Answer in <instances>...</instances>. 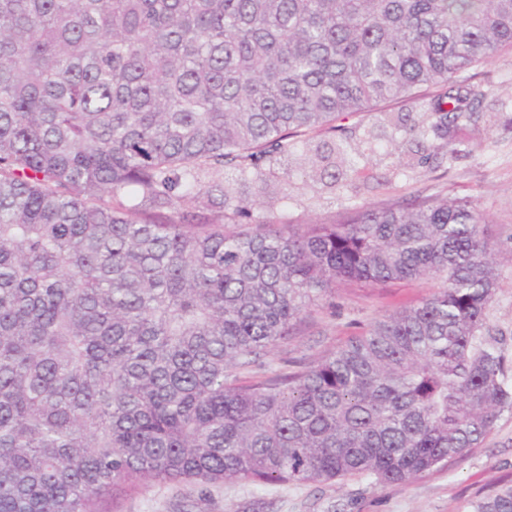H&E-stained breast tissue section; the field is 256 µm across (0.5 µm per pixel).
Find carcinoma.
Returning <instances> with one entry per match:
<instances>
[{
	"mask_svg": "<svg viewBox=\"0 0 512 512\" xmlns=\"http://www.w3.org/2000/svg\"><path fill=\"white\" fill-rule=\"evenodd\" d=\"M512 0H0V512H119L153 484L410 482L512 410L472 201L279 224L257 187L435 85L423 137L479 119L466 70ZM434 292L311 365L273 351L342 282ZM468 512H512V485Z\"/></svg>",
	"mask_w": 512,
	"mask_h": 512,
	"instance_id": "carcinoma-1",
	"label": "carcinoma"
}]
</instances>
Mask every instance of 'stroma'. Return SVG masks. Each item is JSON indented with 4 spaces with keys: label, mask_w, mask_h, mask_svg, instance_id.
Segmentation results:
<instances>
[{
    "label": "stroma",
    "mask_w": 512,
    "mask_h": 512,
    "mask_svg": "<svg viewBox=\"0 0 512 512\" xmlns=\"http://www.w3.org/2000/svg\"><path fill=\"white\" fill-rule=\"evenodd\" d=\"M462 92L480 96L483 114L455 148L379 125L371 114L349 116L345 126L360 136L336 156L343 174L337 184L312 181L308 166L298 161L289 165L287 183H270L265 198L288 224L329 223L353 206L381 208L418 197L477 201L487 216L485 235L499 277L487 323L503 335L502 350L512 365V49L469 69ZM433 290L429 280L340 285L295 325L274 357L309 365ZM506 483L512 484V411L502 413L480 446L410 482L379 485L352 476L298 486L234 483L204 492L166 484L125 500L121 512H466L472 501Z\"/></svg>",
    "instance_id": "35a3bbf8"
}]
</instances>
